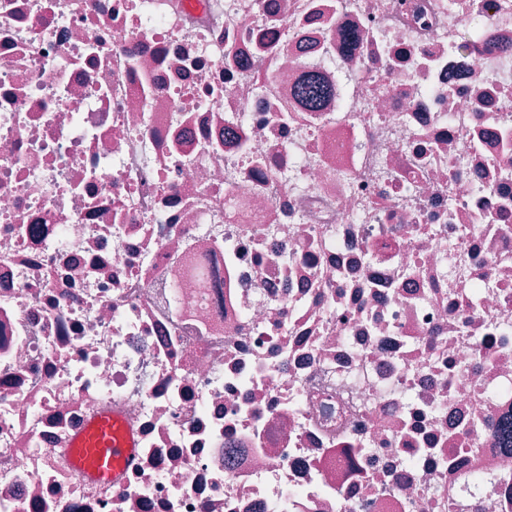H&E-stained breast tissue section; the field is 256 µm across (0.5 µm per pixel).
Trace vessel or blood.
I'll use <instances>...</instances> for the list:
<instances>
[{"mask_svg": "<svg viewBox=\"0 0 512 512\" xmlns=\"http://www.w3.org/2000/svg\"><path fill=\"white\" fill-rule=\"evenodd\" d=\"M135 454L131 429L109 412L93 415L82 431L72 464L88 482L105 485L115 481Z\"/></svg>", "mask_w": 512, "mask_h": 512, "instance_id": "b4317fda", "label": "vessel or blood"}]
</instances>
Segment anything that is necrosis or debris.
Segmentation results:
<instances>
[{
  "mask_svg": "<svg viewBox=\"0 0 512 512\" xmlns=\"http://www.w3.org/2000/svg\"><path fill=\"white\" fill-rule=\"evenodd\" d=\"M511 422L512 0H0V512H512ZM134 442L132 430L114 414L97 413L80 434L72 465L90 483L114 482L135 456Z\"/></svg>",
  "mask_w": 512,
  "mask_h": 512,
  "instance_id": "4bbe7bcc",
  "label": "necrosis or debris"
}]
</instances>
